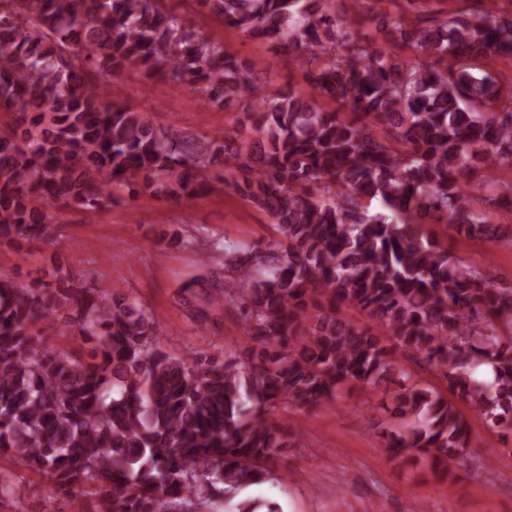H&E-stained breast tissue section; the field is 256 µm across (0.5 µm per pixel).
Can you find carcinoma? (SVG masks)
Here are the masks:
<instances>
[{
	"mask_svg": "<svg viewBox=\"0 0 512 512\" xmlns=\"http://www.w3.org/2000/svg\"><path fill=\"white\" fill-rule=\"evenodd\" d=\"M330 1L197 0L275 41L304 70V95L201 32L182 0H0V244L50 242L68 212L126 195L228 188L278 235L224 251V280L185 287L198 321L233 308L248 324L238 363L169 354L137 302L57 269L0 278L1 459L81 487L95 512H192L267 479L290 445L289 412L386 383L390 457L450 481L473 447L469 422L399 353L512 440V287L429 230L497 242L512 223V182L497 176L512 172V77L471 66L512 64V12L459 0L436 16L429 0H393L376 42L368 17ZM140 71L240 108L242 146L179 136L112 101V79ZM233 167L252 177L229 178ZM60 324L87 350L49 344ZM480 367L492 380L473 377Z\"/></svg>",
	"mask_w": 512,
	"mask_h": 512,
	"instance_id": "1",
	"label": "carcinoma"
}]
</instances>
